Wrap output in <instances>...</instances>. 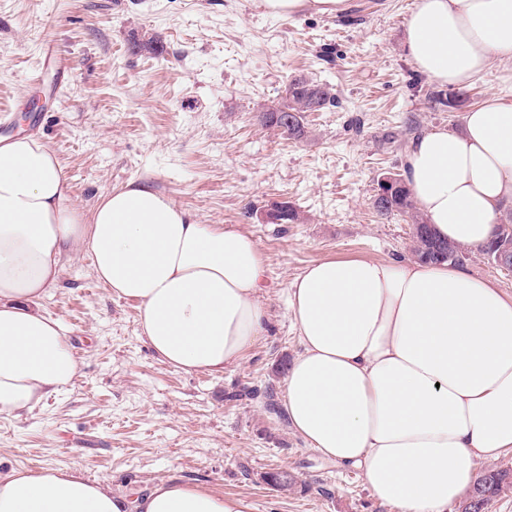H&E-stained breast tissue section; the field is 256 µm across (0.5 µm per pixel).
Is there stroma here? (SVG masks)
Returning a JSON list of instances; mask_svg holds the SVG:
<instances>
[{"mask_svg": "<svg viewBox=\"0 0 512 512\" xmlns=\"http://www.w3.org/2000/svg\"><path fill=\"white\" fill-rule=\"evenodd\" d=\"M414 3L272 17L255 0H0V137H41L84 211L138 181L247 233L264 258L267 313L237 365L188 374L147 344L137 302L112 296L75 251L39 306L66 328L81 371L45 405L0 414L1 474L63 468L130 495L178 476L248 497L255 512H397L293 433L277 368L301 349L288 289L306 266L414 259L410 219L373 207L378 176L403 170L421 131L460 128L492 94L512 103V62H497L465 88V108H434L435 83L404 50ZM297 77L337 100L305 113L301 139L259 121ZM275 202L301 221L263 223ZM276 470L293 475L288 489L263 482Z\"/></svg>", "mask_w": 512, "mask_h": 512, "instance_id": "35a3bbf8", "label": "stroma"}]
</instances>
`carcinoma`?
I'll return each mask as SVG.
<instances>
[{
    "mask_svg": "<svg viewBox=\"0 0 512 512\" xmlns=\"http://www.w3.org/2000/svg\"><path fill=\"white\" fill-rule=\"evenodd\" d=\"M314 105L321 110L334 106L336 97L323 84L305 78L295 79L288 84L286 103L280 108L263 112L260 121L263 126L275 128L289 137L301 138L305 135L303 113ZM374 207L382 216L396 212L410 218L415 226L413 252L418 259L434 263H461L465 260L466 255L461 247L432 234L409 190H402L390 199H376ZM508 478V472L503 470L490 469L481 473L463 503L462 512H483L489 497L507 485Z\"/></svg>",
    "mask_w": 512,
    "mask_h": 512,
    "instance_id": "1",
    "label": "carcinoma"
}]
</instances>
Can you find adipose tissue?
<instances>
[{
    "label": "adipose tissue",
    "mask_w": 512,
    "mask_h": 512,
    "mask_svg": "<svg viewBox=\"0 0 512 512\" xmlns=\"http://www.w3.org/2000/svg\"><path fill=\"white\" fill-rule=\"evenodd\" d=\"M265 14L343 15L349 0H259ZM413 66L470 85L512 61V0H417ZM404 177L439 238L477 249L512 208V104L489 96L461 130L431 128ZM86 250L113 296L138 302L141 334L186 373L220 374L264 332L266 270L246 234L201 223L131 183L91 211L41 140H0V414L42 405L79 374L64 328L36 309L64 253ZM302 350L285 378L287 419L310 448L358 470L398 512H444L481 461L512 451V295L449 264L325 259L288 292ZM248 498L171 476L129 497L60 469L0 474V512H253Z\"/></svg>",
    "instance_id": "1"
}]
</instances>
